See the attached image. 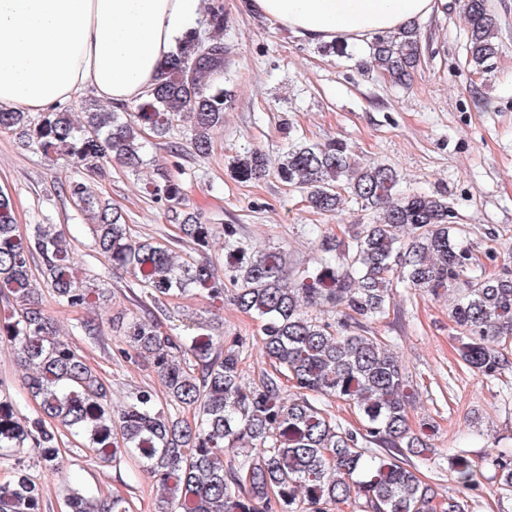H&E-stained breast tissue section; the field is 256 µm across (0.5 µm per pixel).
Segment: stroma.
Returning <instances> with one entry per match:
<instances>
[{
    "mask_svg": "<svg viewBox=\"0 0 512 512\" xmlns=\"http://www.w3.org/2000/svg\"><path fill=\"white\" fill-rule=\"evenodd\" d=\"M229 19L223 38L232 49L231 98L224 125L213 135L209 156L196 154L181 137L179 156H171L166 139L147 145L149 165L132 172L108 164L93 190L122 212L134 235L165 234L177 255L189 253L166 206L152 200L147 182L170 174L185 200L176 213H193L202 223L237 225L239 236L261 250L287 252L299 266L316 254L311 225L344 236L349 225L368 224L372 210L347 202L342 215L313 212L301 191L276 174L238 179L231 164L236 155L258 149L277 160L289 136L324 142L344 141L363 160L394 168L406 193L447 192L463 229L487 275L512 272V0H488L497 25L499 54L490 73L473 75L465 63L466 24L461 0H444L419 27L434 49L409 86H390L362 71L355 61L325 54L310 43L251 14L245 0H222ZM78 172L64 160L45 157L20 129H0V190L9 194L20 233L36 224H53L74 244L77 265L89 269L107 297L86 308L59 306L44 287L36 295L68 332L70 344L104 378L120 405L139 389L165 397V387L147 363H132L118 353L123 339L113 317H144L128 289L129 277L96 255L64 187ZM390 312L367 329L390 344L400 357L414 397L412 427H424L433 451L416 465L425 481L443 496L460 497L467 512H512V493L500 488L501 458L512 459V370L488 379L469 369L458 355L456 331L449 318L448 296L434 297L404 286L392 290ZM84 319L100 326L98 339L72 332ZM225 344L243 341L239 369L243 382L257 380L264 367L262 322L232 304L211 308L208 300L186 295L172 300L162 328L174 336L194 334L199 321ZM22 371L9 345H0V402L11 403L18 416L34 418L39 405L22 386ZM460 448L481 472L480 483L460 489L448 466L449 449ZM25 466L39 484L40 512H66L62 480L70 478L90 496L121 495L133 512H154L157 486L131 462L102 465L85 449L63 451L64 477L43 472L35 451Z\"/></svg>",
    "mask_w": 512,
    "mask_h": 512,
    "instance_id": "1",
    "label": "stroma"
}]
</instances>
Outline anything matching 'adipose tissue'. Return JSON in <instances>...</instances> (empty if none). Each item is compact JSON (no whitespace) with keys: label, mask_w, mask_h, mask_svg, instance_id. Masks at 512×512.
<instances>
[{"label":"adipose tissue","mask_w":512,"mask_h":512,"mask_svg":"<svg viewBox=\"0 0 512 512\" xmlns=\"http://www.w3.org/2000/svg\"><path fill=\"white\" fill-rule=\"evenodd\" d=\"M311 43L362 45L429 17L437 0H246ZM205 0H0V109L48 112L78 91L122 107L154 83Z\"/></svg>","instance_id":"obj_1"}]
</instances>
